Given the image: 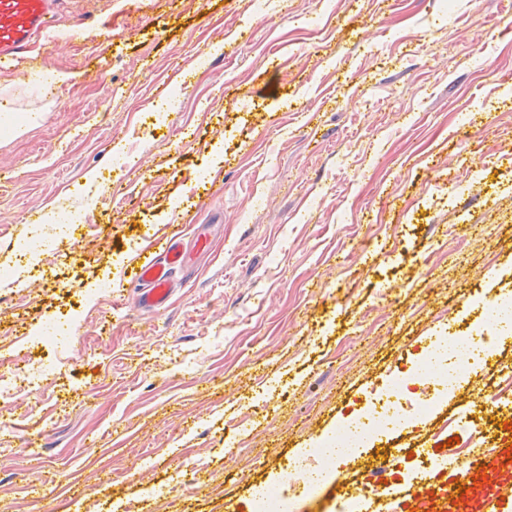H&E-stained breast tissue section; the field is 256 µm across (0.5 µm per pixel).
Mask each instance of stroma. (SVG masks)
Segmentation results:
<instances>
[{
	"mask_svg": "<svg viewBox=\"0 0 512 512\" xmlns=\"http://www.w3.org/2000/svg\"><path fill=\"white\" fill-rule=\"evenodd\" d=\"M39 52L0 70V364L61 372L0 394V512H248L512 293V0H65ZM79 204L70 254L17 262ZM168 224L212 247L148 314L128 271ZM72 317L69 361L29 343ZM492 356L388 448L464 457L512 335Z\"/></svg>",
	"mask_w": 512,
	"mask_h": 512,
	"instance_id": "35a3bbf8",
	"label": "stroma"
}]
</instances>
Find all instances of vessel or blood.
Masks as SVG:
<instances>
[{
  "label": "vessel or blood",
  "instance_id": "vessel-or-blood-1",
  "mask_svg": "<svg viewBox=\"0 0 512 512\" xmlns=\"http://www.w3.org/2000/svg\"><path fill=\"white\" fill-rule=\"evenodd\" d=\"M59 0H0V64L29 61L39 65V58L31 51L55 17ZM145 255L139 266L133 267L131 281L138 288L141 309L158 313L168 308V302L177 286L175 275L187 270L193 251L208 248L207 240L198 238L193 244L181 242L177 235L156 228L147 232ZM512 437L500 436L489 452L452 463L445 489L436 484L422 483L418 490L421 512H429L434 495L444 493L448 512H500L502 505L512 502L506 491L512 487V462L507 459V445ZM486 474L494 484L492 492L483 496L471 493L470 488L478 474ZM466 487V495H459V487Z\"/></svg>",
  "mask_w": 512,
  "mask_h": 512
}]
</instances>
